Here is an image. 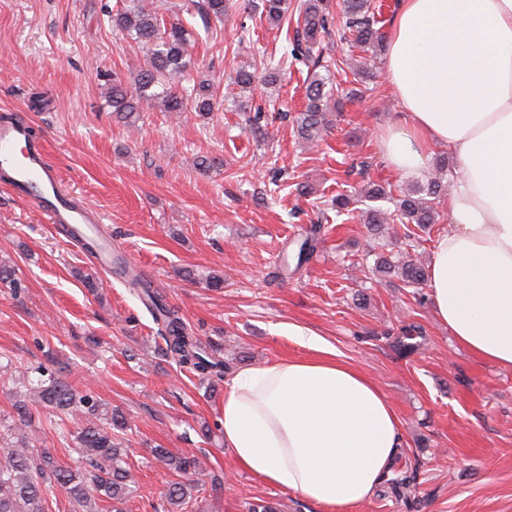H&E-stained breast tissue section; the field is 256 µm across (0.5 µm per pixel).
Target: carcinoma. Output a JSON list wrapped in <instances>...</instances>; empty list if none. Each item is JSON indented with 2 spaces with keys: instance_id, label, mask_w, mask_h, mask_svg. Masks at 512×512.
<instances>
[{
  "instance_id": "obj_1",
  "label": "carcinoma",
  "mask_w": 512,
  "mask_h": 512,
  "mask_svg": "<svg viewBox=\"0 0 512 512\" xmlns=\"http://www.w3.org/2000/svg\"><path fill=\"white\" fill-rule=\"evenodd\" d=\"M228 0H191L185 12L200 20L205 30L211 23L224 22ZM288 0H261L253 5L243 0V10L260 11V17L271 26L288 21ZM112 30L131 39L147 50L146 62L132 83L114 75L106 98L115 115L130 120L142 105H156L163 112L213 111L217 85L209 79L190 88H175V80L185 78L194 64L192 33L181 18L165 19L160 8L144 0H128L118 10L101 6ZM342 35L349 36L352 46L363 52L379 47L382 42L378 7L371 0H342ZM334 16L329 0H303L300 4L291 58L310 69L305 86V107L296 117L298 134L312 143L322 138L330 127L328 113L337 109L333 98V69L336 59L325 55L326 39L332 36ZM257 68H236L227 76L229 84L245 92L257 82ZM442 177L429 173L422 181L409 184L400 191L394 210L368 207L362 211L363 223L374 232L385 224H414L425 230L439 220L436 200L443 191ZM321 225L315 224L301 241L295 268L299 269L313 254L319 243ZM119 276L158 325L165 343V355L180 368L196 373L202 382L212 381L231 370L229 363L210 351L186 323L180 309L151 289L150 283L134 266L118 258ZM397 270L405 285L419 288L427 273L416 259L391 263L381 257L375 271ZM6 381L12 385L14 416L9 431L14 441L0 446V512H48L45 490L60 488L70 512H102L107 503H122L134 492L130 472L124 466L122 442L118 434L130 426L128 418L95 398L89 390L80 391L60 375L46 368L13 371ZM45 406L55 411L53 426L62 435H70L77 455L76 466H64L49 448H35L25 436L34 417L33 409ZM78 415L83 425L71 431L61 417ZM156 463L176 480L170 482L166 501L171 512H190L193 493L199 490L203 465L194 456L180 455L167 448L150 449ZM415 476L396 469L385 479L390 488L400 493L413 487Z\"/></svg>"
}]
</instances>
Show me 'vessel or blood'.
<instances>
[{"label": "vessel or blood", "instance_id": "obj_1", "mask_svg": "<svg viewBox=\"0 0 512 512\" xmlns=\"http://www.w3.org/2000/svg\"><path fill=\"white\" fill-rule=\"evenodd\" d=\"M29 128V120L22 115L13 121H0V180L42 208L52 223L66 224L79 235L101 239L97 263L111 269L112 240L101 227L102 215L63 190L46 162L43 143L30 138Z\"/></svg>", "mask_w": 512, "mask_h": 512}]
</instances>
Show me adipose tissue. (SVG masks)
<instances>
[{"instance_id":"adipose-tissue-1","label":"adipose tissue","mask_w":512,"mask_h":512,"mask_svg":"<svg viewBox=\"0 0 512 512\" xmlns=\"http://www.w3.org/2000/svg\"><path fill=\"white\" fill-rule=\"evenodd\" d=\"M384 80L400 108L376 133L389 168L417 176L439 149L460 168L428 271L436 314L459 345L512 368V0H398ZM296 335L312 356L226 385L224 446L266 484L346 512L390 475L402 424L360 368Z\"/></svg>"}]
</instances>
